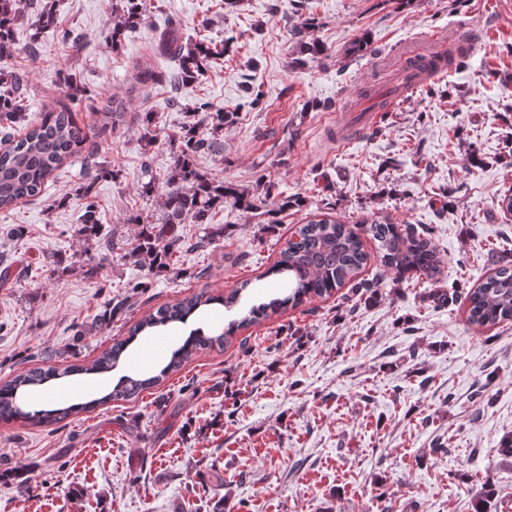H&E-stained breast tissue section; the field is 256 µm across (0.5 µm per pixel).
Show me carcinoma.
<instances>
[{"instance_id":"carcinoma-1","label":"carcinoma","mask_w":512,"mask_h":512,"mask_svg":"<svg viewBox=\"0 0 512 512\" xmlns=\"http://www.w3.org/2000/svg\"><path fill=\"white\" fill-rule=\"evenodd\" d=\"M36 13L37 26L42 29L58 26L52 7L28 0ZM122 13L112 28V44H117L125 29H133L144 21L140 0H121ZM19 0H0V60L8 58L14 49V27L19 19ZM315 26V19L307 18L296 31L299 54L316 59L326 53L323 44L305 36V30ZM153 51L158 58L178 61V70L172 74L157 69L140 71L141 82L168 81L174 86L192 84L204 71L210 60L221 54L217 47L205 41L192 42L184 37L178 22L168 19L158 35L153 38ZM468 51L462 47L438 58L435 69L443 72L449 67L457 69L468 65ZM29 84L21 70L0 69V141L8 143L0 151V210L9 209L20 201L39 196L47 179L68 159L98 152L90 141L86 128L79 123L73 112L62 107L45 113L36 123H30L24 105ZM196 120L183 125L169 144L175 154V165L165 193L163 217L160 224L139 216L127 219L129 224L141 225L130 257L149 261L152 269H166L173 261L174 247L181 242L178 227L188 221L194 224L212 223V211L230 203L238 209L252 213L266 229L278 224V213L288 209H302L305 199L300 196L284 197L273 205L267 200L271 193L266 181L259 180L253 191L240 190L230 183L215 179L199 164L203 156L218 157L224 153V141L220 138L229 113L201 103L186 108ZM110 174L105 166H97L94 175L83 182L77 195L82 201L81 231L97 233L98 208L93 195L98 178ZM373 240L381 266L402 280L408 276L435 279L441 272L438 249L425 230L412 225L371 224L363 230L325 213L299 225L284 242L278 260L266 272L268 276H283L285 293L267 302L253 304L239 321H231L219 335H209L196 329L181 345L175 347L166 364L155 375L124 377L112 392L86 402L59 406L51 410L32 413L24 410L19 397L27 391L54 380L74 376L101 375L112 371L124 355L127 347L139 335L151 334L167 326L184 324L196 312L210 304L226 307L237 302L240 287L225 297L206 293L186 297L174 304H163L147 314L129 329V336L115 339L92 363L71 364L60 368L53 365L33 367L17 374L0 385V422L22 421L29 425H53L67 420L81 411L110 401H130L139 398L145 390L156 386L168 375L181 370L198 352L222 348L232 342L237 332L260 323L268 312L295 309L306 302L331 296L342 288L360 298L379 296L378 281L361 277L370 255L364 248L361 233ZM124 297L107 304L96 322L109 326L126 308ZM467 321L479 327H494L512 320V263L499 264L493 274L466 295ZM475 512H492L495 491L483 484L473 495Z\"/></svg>"}]
</instances>
